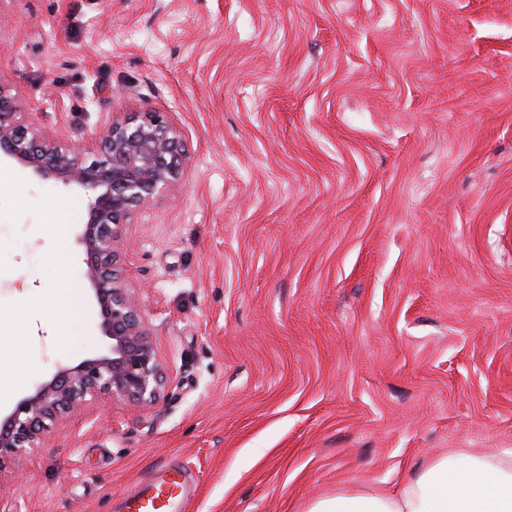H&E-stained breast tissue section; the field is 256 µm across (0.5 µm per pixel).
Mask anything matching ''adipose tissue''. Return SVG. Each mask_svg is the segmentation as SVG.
Wrapping results in <instances>:
<instances>
[{
	"instance_id": "adipose-tissue-1",
	"label": "adipose tissue",
	"mask_w": 512,
	"mask_h": 512,
	"mask_svg": "<svg viewBox=\"0 0 512 512\" xmlns=\"http://www.w3.org/2000/svg\"><path fill=\"white\" fill-rule=\"evenodd\" d=\"M308 512H512V451L442 456L398 491L339 493Z\"/></svg>"
}]
</instances>
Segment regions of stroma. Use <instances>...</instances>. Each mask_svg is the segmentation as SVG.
Instances as JSON below:
<instances>
[{"mask_svg":"<svg viewBox=\"0 0 512 512\" xmlns=\"http://www.w3.org/2000/svg\"><path fill=\"white\" fill-rule=\"evenodd\" d=\"M0 83L62 140L168 113L186 155L119 254L159 401L58 420L0 512H115L171 460L187 512H307L512 450V0H0ZM87 202L0 162L2 409L107 348Z\"/></svg>","mask_w":512,"mask_h":512,"instance_id":"35a3bbf8","label":"stroma"}]
</instances>
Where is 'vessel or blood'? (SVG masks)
<instances>
[{
  "label": "vessel or blood",
  "instance_id": "b4317fda",
  "mask_svg": "<svg viewBox=\"0 0 512 512\" xmlns=\"http://www.w3.org/2000/svg\"><path fill=\"white\" fill-rule=\"evenodd\" d=\"M188 472L176 462L158 467L135 486L125 499L126 512H187Z\"/></svg>",
  "mask_w": 512,
  "mask_h": 512
}]
</instances>
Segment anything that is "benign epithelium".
I'll return each instance as SVG.
<instances>
[{
	"instance_id": "1",
	"label": "benign epithelium",
	"mask_w": 512,
	"mask_h": 512,
	"mask_svg": "<svg viewBox=\"0 0 512 512\" xmlns=\"http://www.w3.org/2000/svg\"><path fill=\"white\" fill-rule=\"evenodd\" d=\"M0 155L32 175L76 186L89 197L88 219L78 232L84 278L96 301L107 351L75 366L60 365L46 380L0 415V472L20 469L47 447L50 423L103 395L143 406L160 397L164 368L140 315L134 291L118 273L122 228L134 213L182 176L181 138L164 112L118 117L89 142L61 143L38 119L19 111L16 97L0 83Z\"/></svg>"
}]
</instances>
